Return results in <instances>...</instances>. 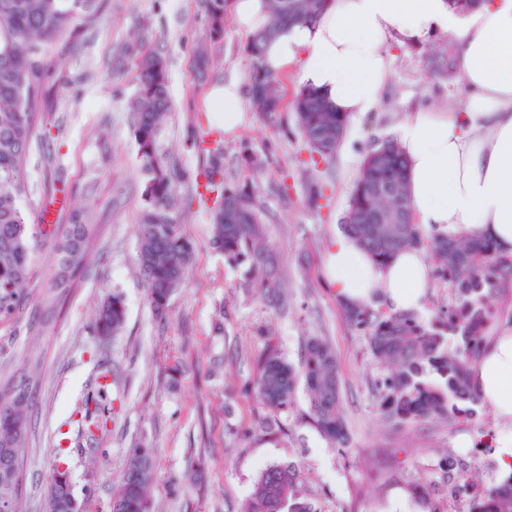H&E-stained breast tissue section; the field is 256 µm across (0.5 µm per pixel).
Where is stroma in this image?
Wrapping results in <instances>:
<instances>
[{
    "instance_id": "1",
    "label": "stroma",
    "mask_w": 512,
    "mask_h": 512,
    "mask_svg": "<svg viewBox=\"0 0 512 512\" xmlns=\"http://www.w3.org/2000/svg\"><path fill=\"white\" fill-rule=\"evenodd\" d=\"M136 30L168 61L173 108L160 147L181 168L202 163L186 140L193 127L212 122L206 110L210 86L244 79L248 69L247 37L234 17L226 19L223 41L203 44L199 0H104L88 43L66 51L62 81L48 93L44 109L51 136L33 153L28 172L33 194L24 208L29 223L64 224L71 209L85 206L94 231L88 271L52 319L41 322L29 310L17 327L0 326V371L27 367L36 388L24 450L22 512H44L47 484L62 462L91 512H112V493L137 443L153 451L152 512H240L257 475L288 460L303 470L306 495L318 512H389L396 496L401 512H417L408 486L429 484L433 464L448 454L477 464L482 481L491 483L496 458L478 442L483 432L500 426L492 412L452 430H396L382 423L368 389L376 370L365 339L345 323L336 293L323 278L327 243L341 231L365 153L392 135L410 112L463 96L460 87L430 78L432 42L392 48L391 84L376 112L350 122L323 176L322 207L308 204L314 173L304 164L308 154L291 111L282 112L274 126L248 112L244 127L225 134L227 177L260 187L288 307L278 310L240 288L241 271L226 266L212 248L208 211L182 186L179 222L194 256L185 285L173 294L161 321L147 300L137 256L142 175L127 110L135 86L123 70L122 55ZM202 46L211 57L203 73L195 66ZM244 143L268 154L266 171L256 174L238 165ZM55 182L60 192H53ZM113 291L124 299L127 322L122 335L103 343L91 324L104 294ZM309 336L325 337L336 353L349 439L342 451L329 447L313 427L301 388L285 420L287 436L272 438L252 428L262 411L251 385L257 355L271 340L286 359L297 361ZM99 361L114 374L112 418L91 437L71 418L96 392ZM462 434L470 436L472 447L457 446Z\"/></svg>"
}]
</instances>
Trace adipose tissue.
Masks as SVG:
<instances>
[{
	"label": "adipose tissue",
	"instance_id": "adipose-tissue-1",
	"mask_svg": "<svg viewBox=\"0 0 512 512\" xmlns=\"http://www.w3.org/2000/svg\"><path fill=\"white\" fill-rule=\"evenodd\" d=\"M433 34L458 48L464 105L417 110L394 130L414 221L428 231L480 235L512 254V0H482L466 14L447 0H328L316 23L281 29L265 60L277 73L296 68L301 85L353 118L378 109L392 78L390 46ZM209 109L225 132L236 131L245 119L240 82L215 85ZM430 269L425 252L413 248L378 266L345 234L326 248V280L354 307L379 301L396 312H423ZM472 378L504 424L493 453L502 468L512 467V326L492 338Z\"/></svg>",
	"mask_w": 512,
	"mask_h": 512
}]
</instances>
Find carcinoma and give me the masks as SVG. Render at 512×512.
Segmentation results:
<instances>
[{"label":"carcinoma","mask_w":512,"mask_h":512,"mask_svg":"<svg viewBox=\"0 0 512 512\" xmlns=\"http://www.w3.org/2000/svg\"><path fill=\"white\" fill-rule=\"evenodd\" d=\"M103 0H0V322H18L30 297L24 291L32 279L38 256L50 252L56 272L51 287L64 293L85 268L91 234L88 218L69 214V224L42 233L27 222L23 202L33 189L28 165L43 131L47 84L63 62L55 48L69 45L90 30ZM204 39H224L230 0H202ZM270 22L247 41L248 94L258 118L274 124L290 107L308 165H330L348 126L313 88L300 87L289 103L279 76L266 65L264 47L285 24L316 20L326 0H266ZM127 70L135 84L129 102L136 158L144 177L138 222V263L147 297L156 316H166L173 293L185 282L194 246L178 224L175 187L184 184L199 199L213 200L212 245L230 267L245 268L239 287L248 294L269 296L279 308L288 299L279 295L275 257L270 248L263 208L249 181H231L224 175V144L218 129L194 131L189 149L203 159L194 172L179 168L162 153L159 139L171 113L168 62L144 46L125 49ZM456 46L442 45L431 58L434 77L457 81ZM239 165L261 170L266 154L245 146ZM342 229L385 265L404 248L429 251L436 261L435 278L448 284V303L429 317L416 312H392L382 305L342 306L344 321L363 333L378 374L371 382L375 406L383 420L396 429L424 425L452 428L474 423L482 415L480 395L470 378L493 337L501 317L512 316V306L500 298L512 290V256L502 254L488 240L472 234L426 232L414 223L406 193V164L402 149L387 136L368 151L360 166L342 220ZM127 312L116 292L99 305L93 332L100 338L119 335ZM303 384L309 415L320 436L332 447L347 446V429L336 354L321 336L308 337L299 362L288 361L271 346L256 362V389L266 413L256 422L265 435L283 433V416L292 407L298 384ZM35 390L25 369L13 382L0 387V448H24L31 425ZM89 434L107 428L108 412L96 398L75 410ZM437 480L425 488L432 512H445L435 501L440 492L466 506L465 512H512V473L499 474L490 487L472 475L463 459L447 456L436 464ZM153 480L149 448L131 450L112 498V512H150L148 489ZM241 512H316L305 497L304 474L294 461L266 467L258 476L252 497Z\"/></svg>","instance_id":"carcinoma-1"}]
</instances>
